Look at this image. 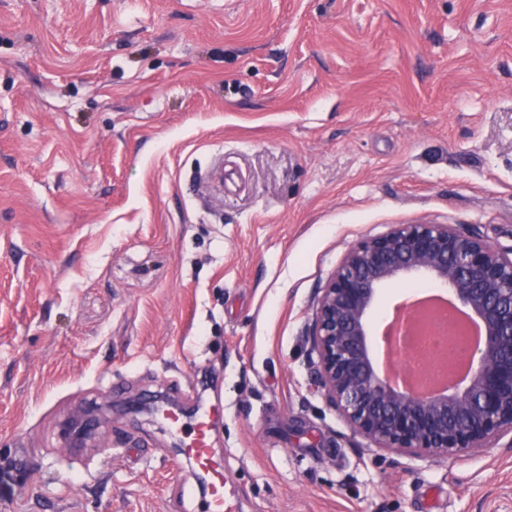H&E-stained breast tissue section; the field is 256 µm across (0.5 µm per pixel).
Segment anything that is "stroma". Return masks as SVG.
<instances>
[{"mask_svg":"<svg viewBox=\"0 0 512 512\" xmlns=\"http://www.w3.org/2000/svg\"><path fill=\"white\" fill-rule=\"evenodd\" d=\"M397 224L512 246V0H0V512H187L154 396L220 407L238 512H512V450L378 448L310 384Z\"/></svg>","mask_w":512,"mask_h":512,"instance_id":"1","label":"stroma"}]
</instances>
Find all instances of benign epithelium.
I'll return each instance as SVG.
<instances>
[{
	"mask_svg": "<svg viewBox=\"0 0 512 512\" xmlns=\"http://www.w3.org/2000/svg\"><path fill=\"white\" fill-rule=\"evenodd\" d=\"M413 278L448 289L482 329L464 347L469 380L435 395L404 390L376 356L382 291ZM405 321L419 334L435 324L412 309ZM310 341L314 391L379 448L446 458L487 451L512 435V247L450 224H397L363 238L320 289Z\"/></svg>",
	"mask_w": 512,
	"mask_h": 512,
	"instance_id": "1",
	"label": "benign epithelium"
}]
</instances>
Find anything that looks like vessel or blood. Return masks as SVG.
<instances>
[{
	"label": "vessel or blood",
	"mask_w": 512,
	"mask_h": 512,
	"mask_svg": "<svg viewBox=\"0 0 512 512\" xmlns=\"http://www.w3.org/2000/svg\"><path fill=\"white\" fill-rule=\"evenodd\" d=\"M211 413L199 415L192 437L185 443L183 454L193 460L206 476L210 490L205 501V512H235L236 504L226 494L224 463L215 457L210 447Z\"/></svg>",
	"instance_id": "obj_1"
}]
</instances>
